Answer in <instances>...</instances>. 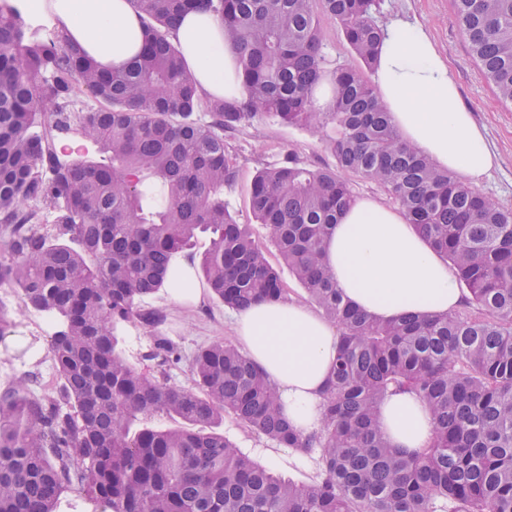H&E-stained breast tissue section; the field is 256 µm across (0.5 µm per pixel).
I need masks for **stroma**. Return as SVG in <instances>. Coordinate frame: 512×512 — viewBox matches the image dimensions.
Listing matches in <instances>:
<instances>
[{
    "mask_svg": "<svg viewBox=\"0 0 512 512\" xmlns=\"http://www.w3.org/2000/svg\"><path fill=\"white\" fill-rule=\"evenodd\" d=\"M375 19L380 26L397 20L419 22L429 30L448 65L459 89L462 106L472 112L481 126L498 164L474 185L501 206L512 208V106L501 103L493 88L483 78L472 58L453 9L452 0H378ZM224 143L239 168L237 183L224 191V198L238 223L251 225L255 236L266 239L263 225L254 221L248 202V188L255 172L281 160L286 154L314 168L331 167L335 158L307 129L289 126L267 116L250 118L235 129L225 131ZM152 305L162 307L166 319L153 328L127 325L122 333L123 348L133 362H141L154 337H170L179 347L182 360L170 374L174 383L189 385L190 360L198 346L234 339V316L223 305L204 300L189 307L171 299L167 291L152 298ZM12 318L5 331L6 345H0V383L17 378L34 369L47 354L49 332L32 325L34 313L25 307L16 291H9L4 302ZM225 436L246 454L269 466L273 471L298 482L319 479L321 466L316 453H291L288 449L258 438L233 418H225Z\"/></svg>",
    "mask_w": 512,
    "mask_h": 512,
    "instance_id": "35a3bbf8",
    "label": "stroma"
}]
</instances>
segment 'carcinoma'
I'll list each match as a JSON object with an SVG mask.
<instances>
[{
    "mask_svg": "<svg viewBox=\"0 0 512 512\" xmlns=\"http://www.w3.org/2000/svg\"><path fill=\"white\" fill-rule=\"evenodd\" d=\"M131 0L144 44L104 70L53 32L26 35L0 0V285L56 318L47 351L54 384L21 375L0 387V512H57L76 487L108 512H512V210L404 143L365 72L334 65L321 22L376 63L385 29L377 0ZM472 57L512 104V0H453ZM210 11L236 55L240 98L206 99L170 39L179 17ZM332 86L327 111L314 104ZM92 108L76 111L74 97ZM203 115H198V112ZM269 115L319 135L336 159L309 168L288 155L259 170L249 206L269 245L233 219L238 179L224 129ZM102 158L61 161L53 133ZM374 182L456 271L461 311L381 322L353 309L324 254L354 197L348 174ZM56 209L43 225L37 204ZM206 234L197 277L239 311L289 300L281 262L339 331L318 431L301 436L275 387L232 341L199 347L191 385L171 382L181 354L157 336L131 364L123 327L165 321L142 303L167 288L172 257ZM411 393L429 411V444L391 447L383 401ZM166 415L178 428L148 421ZM282 448L318 454L322 476L275 475L214 431L224 416Z\"/></svg>",
    "mask_w": 512,
    "mask_h": 512,
    "instance_id": "1",
    "label": "carcinoma"
}]
</instances>
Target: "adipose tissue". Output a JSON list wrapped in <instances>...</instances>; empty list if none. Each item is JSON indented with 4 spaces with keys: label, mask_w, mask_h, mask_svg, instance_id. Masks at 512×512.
Segmentation results:
<instances>
[{
    "label": "adipose tissue",
    "mask_w": 512,
    "mask_h": 512,
    "mask_svg": "<svg viewBox=\"0 0 512 512\" xmlns=\"http://www.w3.org/2000/svg\"><path fill=\"white\" fill-rule=\"evenodd\" d=\"M20 11L48 16L57 32L103 68L138 54L143 30L130 0H16ZM200 94L239 97L236 56L214 13L185 15L172 33ZM379 100L402 139L444 170L477 179L495 166L482 129L461 106L448 62L422 25L390 24L374 76ZM345 300L383 319L456 310L462 300L453 267L398 208L361 197L340 215L325 252ZM235 332L253 363L277 388L290 426L309 435L321 425L323 394L336 359L337 330L298 302L262 301L236 315ZM379 423L392 447H424L431 417L411 394L390 396Z\"/></svg>",
    "instance_id": "adipose-tissue-1"
}]
</instances>
